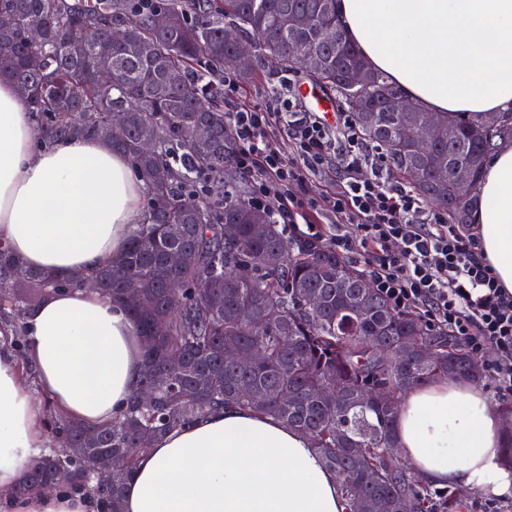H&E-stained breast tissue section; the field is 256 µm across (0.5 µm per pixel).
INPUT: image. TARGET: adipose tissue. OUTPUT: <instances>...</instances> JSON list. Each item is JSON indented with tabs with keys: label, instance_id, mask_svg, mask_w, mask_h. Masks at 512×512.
<instances>
[{
	"label": "adipose tissue",
	"instance_id": "1",
	"mask_svg": "<svg viewBox=\"0 0 512 512\" xmlns=\"http://www.w3.org/2000/svg\"><path fill=\"white\" fill-rule=\"evenodd\" d=\"M367 64L435 114L512 110V0H337ZM129 157L98 140L38 138L17 88L0 81V243L45 272H88L122 254L145 219ZM473 221L482 254L512 292V142L486 161ZM39 395L0 337V512H104L79 492L18 495L32 461L57 444L39 396L95 428L129 401L143 342L123 304L84 287L57 292L26 318ZM402 456L437 487L512 496L501 414L475 385L412 388L394 423ZM123 512H346L335 473L311 439L235 406L175 428L142 451Z\"/></svg>",
	"mask_w": 512,
	"mask_h": 512
}]
</instances>
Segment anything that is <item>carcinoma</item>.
I'll list each match as a JSON object with an SVG mask.
<instances>
[{
  "mask_svg": "<svg viewBox=\"0 0 512 512\" xmlns=\"http://www.w3.org/2000/svg\"><path fill=\"white\" fill-rule=\"evenodd\" d=\"M15 24L0 30V78L19 90L46 141L91 137L130 157L148 195L144 224L126 251L96 272L100 292L125 303L144 339V368L128 406L112 423L95 429L97 441L85 446L87 428L49 416L61 445L32 464L23 492L58 482L69 470L64 489L85 490L105 500L108 512H122V490L141 449L172 428L207 411L233 405L271 415L311 437L323 465L336 474L349 512H461L451 493H432L388 449L396 447L394 421L404 395L414 386L448 379V347L459 341L434 331L414 312L394 309L367 276L330 246L288 235L268 213L250 206L233 180L237 143L221 105L217 78L224 69L251 80L266 60L282 72L310 50L320 52L323 72L313 83L332 89L339 105L352 113L362 138L381 148L392 176L428 204L448 212V223L468 224L473 198L459 204L451 172L464 165L477 192L484 162L500 142L512 140V112H446L440 116L448 137L426 143L412 155L396 143L399 117L365 112L382 107L399 93L384 74L369 70L362 90L346 75L366 62L346 37L336 41L323 28L336 22V0H156L134 11L130 0H0V13ZM306 14L310 24L291 28L290 19ZM161 16L165 25L158 27ZM235 25L255 51L238 66L224 41ZM127 37L112 40V28ZM38 33L37 40L28 31ZM145 43L150 56L138 54ZM124 113L125 131L113 130L108 114ZM210 127L213 138L200 145L191 128ZM153 141L148 152L143 141ZM224 181V194L210 195V183ZM195 197L196 207L182 206ZM234 224V237L224 225ZM186 253L175 271L167 253ZM23 271L17 279L14 270ZM176 278L183 288L167 287ZM49 274L29 268L8 248L0 251V310L10 323L16 346L25 347L24 320L54 293ZM323 298L319 308L309 296ZM156 318L167 321L164 336L150 337ZM419 342L421 354L409 361L405 343ZM239 350L253 362L242 368L225 358ZM458 379L485 377L472 372L465 350L457 351ZM171 359L181 366L168 367ZM380 376L392 392L385 402L359 399L364 383ZM344 386L329 400L327 388ZM251 388L248 396L240 392ZM122 464L112 482L92 475L111 462Z\"/></svg>",
  "mask_w": 512,
  "mask_h": 512,
  "instance_id": "obj_1",
  "label": "carcinoma"
}]
</instances>
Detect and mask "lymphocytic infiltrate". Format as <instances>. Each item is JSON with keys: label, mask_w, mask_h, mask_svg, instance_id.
Wrapping results in <instances>:
<instances>
[{"label": "lymphocytic infiltrate", "mask_w": 512, "mask_h": 512, "mask_svg": "<svg viewBox=\"0 0 512 512\" xmlns=\"http://www.w3.org/2000/svg\"><path fill=\"white\" fill-rule=\"evenodd\" d=\"M226 120L236 139V167L250 179L249 203L284 231L337 253L364 257L374 288L392 307L413 311L481 354L498 394L512 395V293L479 249L477 227L452 224L393 180L381 151L365 143L352 116L305 111L290 82L262 105L240 103L233 74L222 78ZM292 145L283 152L278 139ZM337 164L343 180L325 203L295 187ZM331 224L317 223L320 212ZM355 225L347 234L346 225Z\"/></svg>", "instance_id": "lymphocytic-infiltrate-1"}]
</instances>
